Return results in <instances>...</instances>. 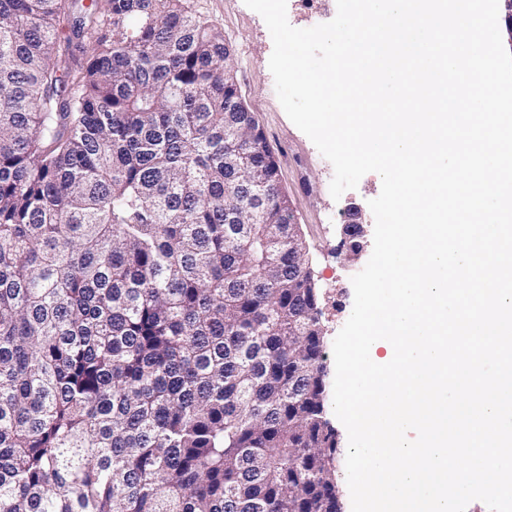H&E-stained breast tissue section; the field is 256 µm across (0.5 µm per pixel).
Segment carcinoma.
<instances>
[{"mask_svg":"<svg viewBox=\"0 0 512 512\" xmlns=\"http://www.w3.org/2000/svg\"><path fill=\"white\" fill-rule=\"evenodd\" d=\"M186 0H0V512H334L305 240Z\"/></svg>","mask_w":512,"mask_h":512,"instance_id":"obj_1","label":"carcinoma"}]
</instances>
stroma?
<instances>
[{
	"mask_svg": "<svg viewBox=\"0 0 512 512\" xmlns=\"http://www.w3.org/2000/svg\"><path fill=\"white\" fill-rule=\"evenodd\" d=\"M188 5L201 20L221 30L233 50L240 92L279 163L281 186L306 241L320 295L325 341L333 343L353 308L351 278L372 254L367 248L357 258L347 257L341 245L346 212L348 207H357L364 223L373 224L369 202L381 192V177L367 173L356 189L333 199L329 191L331 163L290 121L276 95L269 69L273 42L262 17L244 0H188Z\"/></svg>",
	"mask_w": 512,
	"mask_h": 512,
	"instance_id": "35a3bbf8",
	"label": "stroma"
}]
</instances>
